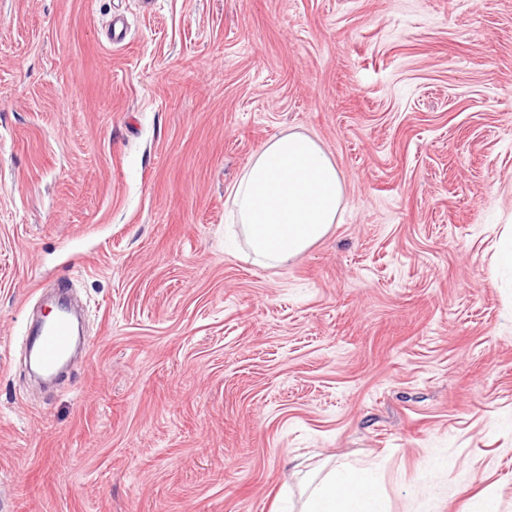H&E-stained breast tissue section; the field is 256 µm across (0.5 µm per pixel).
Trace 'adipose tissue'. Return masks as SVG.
<instances>
[{"label": "adipose tissue", "instance_id": "ef3b65f1", "mask_svg": "<svg viewBox=\"0 0 512 512\" xmlns=\"http://www.w3.org/2000/svg\"><path fill=\"white\" fill-rule=\"evenodd\" d=\"M229 201L255 264L279 267L330 232L344 206L345 186L315 139L282 133L253 156ZM303 512H383V505L373 473L344 464L317 481Z\"/></svg>", "mask_w": 512, "mask_h": 512}]
</instances>
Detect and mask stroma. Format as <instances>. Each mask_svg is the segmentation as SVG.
I'll return each mask as SVG.
<instances>
[{"label": "stroma", "instance_id": "stroma-1", "mask_svg": "<svg viewBox=\"0 0 512 512\" xmlns=\"http://www.w3.org/2000/svg\"><path fill=\"white\" fill-rule=\"evenodd\" d=\"M287 132L346 205L262 268L228 190ZM506 224L512 0H0V512H300L342 463L512 512ZM61 278L91 344L42 389Z\"/></svg>", "mask_w": 512, "mask_h": 512}]
</instances>
